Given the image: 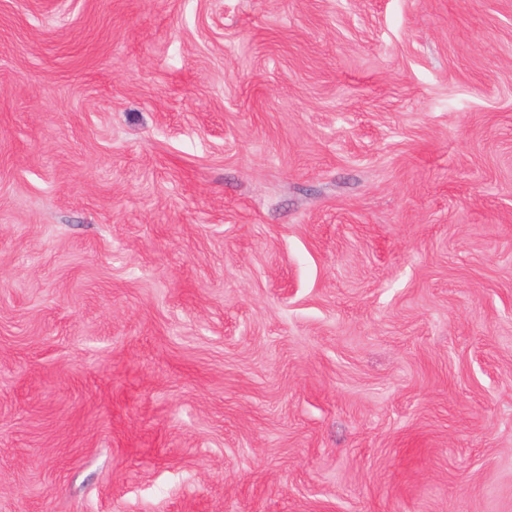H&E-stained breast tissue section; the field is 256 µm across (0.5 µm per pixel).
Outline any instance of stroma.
<instances>
[{
	"label": "stroma",
	"instance_id": "stroma-1",
	"mask_svg": "<svg viewBox=\"0 0 512 512\" xmlns=\"http://www.w3.org/2000/svg\"><path fill=\"white\" fill-rule=\"evenodd\" d=\"M0 512H512V0H0Z\"/></svg>",
	"mask_w": 512,
	"mask_h": 512
}]
</instances>
